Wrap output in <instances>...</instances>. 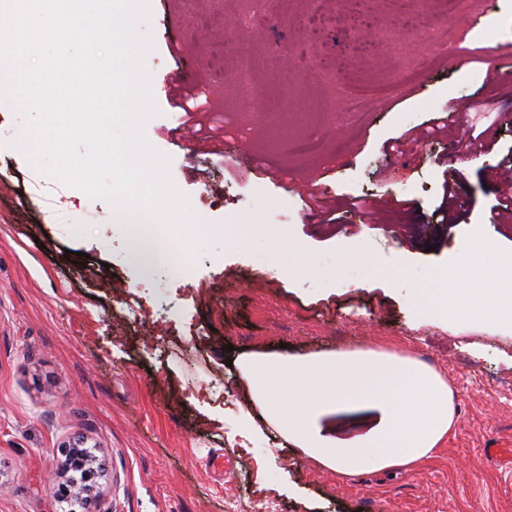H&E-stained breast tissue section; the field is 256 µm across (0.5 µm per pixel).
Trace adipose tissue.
I'll return each instance as SVG.
<instances>
[{"label":"adipose tissue","instance_id":"1","mask_svg":"<svg viewBox=\"0 0 512 512\" xmlns=\"http://www.w3.org/2000/svg\"><path fill=\"white\" fill-rule=\"evenodd\" d=\"M475 246L461 261L479 270L467 287L418 289L417 305L452 315L465 304L473 320L496 315L512 325V290L499 286L512 256L487 259ZM249 403L242 416L255 433L271 427L321 466L345 476L367 469H410L430 458L454 423L453 395L442 376L417 360L375 351L250 354L235 362Z\"/></svg>","mask_w":512,"mask_h":512}]
</instances>
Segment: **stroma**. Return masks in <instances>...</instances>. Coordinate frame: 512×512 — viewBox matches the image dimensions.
<instances>
[{"mask_svg": "<svg viewBox=\"0 0 512 512\" xmlns=\"http://www.w3.org/2000/svg\"><path fill=\"white\" fill-rule=\"evenodd\" d=\"M148 5L157 113L145 134L205 243L191 259L172 252L188 273H146L111 204L32 167L16 144L27 116L0 105V512H86L59 450L78 436L98 465L87 512H226L229 498L239 512H512V460L490 454L512 448V329L413 302L472 238L512 253L490 221L492 174L512 165V0H488L495 28L472 42L439 0H267L249 28L247 0ZM410 21L436 40L409 38ZM450 39L468 41L465 64L445 62ZM406 66L412 95L343 113L338 83L390 85ZM242 70L260 99L238 90ZM165 78L206 90L223 153L180 137L189 119ZM456 100L492 106L473 117L484 149L460 160L457 121L427 133ZM410 132L404 154L387 152ZM302 137L323 154L290 155ZM445 208L454 223L441 224ZM226 224L266 230L240 251ZM349 251L368 263L339 271ZM283 348L416 358L452 387L454 428L415 472L350 477L244 433L228 361Z\"/></svg>", "mask_w": 512, "mask_h": 512, "instance_id": "stroma-1", "label": "stroma"}]
</instances>
